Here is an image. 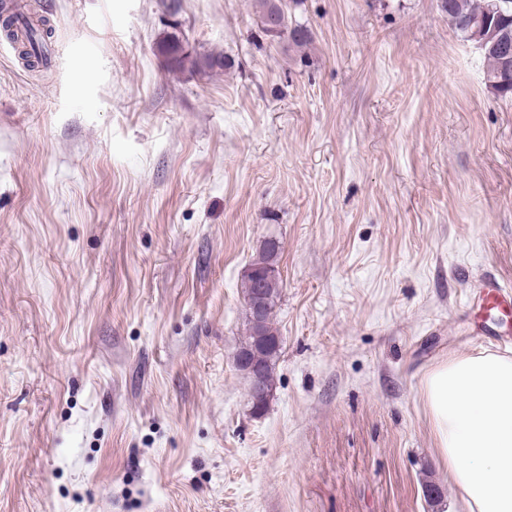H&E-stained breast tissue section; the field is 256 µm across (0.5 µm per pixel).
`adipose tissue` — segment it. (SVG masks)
<instances>
[{"mask_svg": "<svg viewBox=\"0 0 512 512\" xmlns=\"http://www.w3.org/2000/svg\"><path fill=\"white\" fill-rule=\"evenodd\" d=\"M423 394L464 512H512V356L451 353L426 373Z\"/></svg>", "mask_w": 512, "mask_h": 512, "instance_id": "obj_1", "label": "adipose tissue"}]
</instances>
